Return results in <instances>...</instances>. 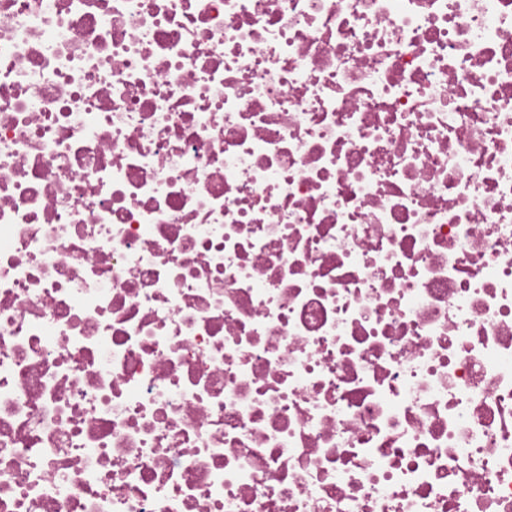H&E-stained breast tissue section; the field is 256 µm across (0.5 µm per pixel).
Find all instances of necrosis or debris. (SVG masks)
<instances>
[{"label":"necrosis or debris","instance_id":"4bbe7bcc","mask_svg":"<svg viewBox=\"0 0 512 512\" xmlns=\"http://www.w3.org/2000/svg\"><path fill=\"white\" fill-rule=\"evenodd\" d=\"M0 512H512V0H0Z\"/></svg>","mask_w":512,"mask_h":512}]
</instances>
